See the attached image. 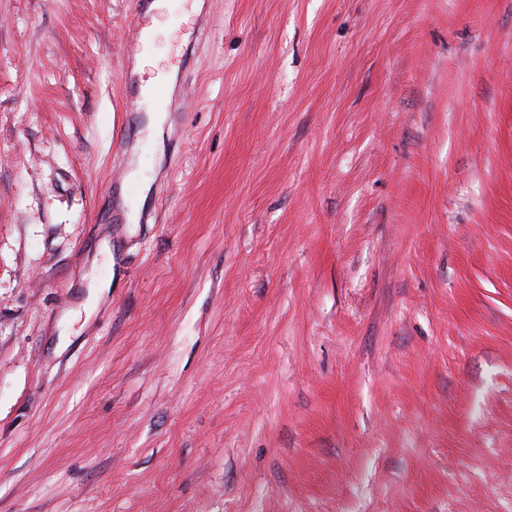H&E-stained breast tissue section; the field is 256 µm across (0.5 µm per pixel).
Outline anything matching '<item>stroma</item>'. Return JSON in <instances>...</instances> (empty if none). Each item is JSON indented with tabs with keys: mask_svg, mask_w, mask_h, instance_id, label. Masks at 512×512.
Returning a JSON list of instances; mask_svg holds the SVG:
<instances>
[{
	"mask_svg": "<svg viewBox=\"0 0 512 512\" xmlns=\"http://www.w3.org/2000/svg\"><path fill=\"white\" fill-rule=\"evenodd\" d=\"M168 2L0 0V512H512V0ZM153 89L150 85L141 87V96L145 101L152 102V105L147 109L148 123L147 129L149 130L150 140L156 144L160 142L163 132V123L165 119L164 112H162V105L157 104L153 99ZM130 178L139 181L142 185V194L140 198L137 201H129L126 203L128 207L127 221L129 222V224H135L139 205L145 198L144 193L149 190L153 177L151 175H146L143 169L141 168L140 164L138 163L136 166L132 168L130 172Z\"/></svg>",
	"mask_w": 512,
	"mask_h": 512,
	"instance_id": "1",
	"label": "stroma"
}]
</instances>
